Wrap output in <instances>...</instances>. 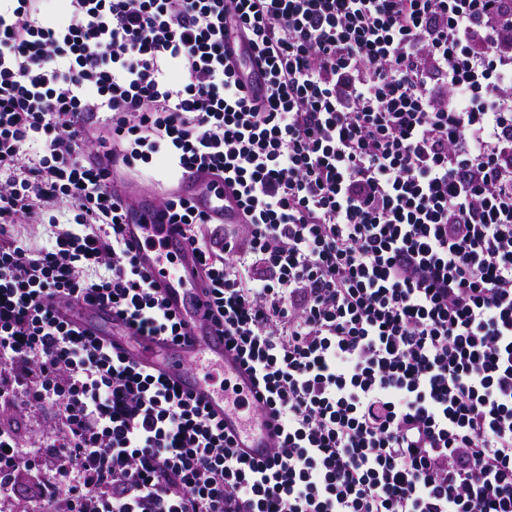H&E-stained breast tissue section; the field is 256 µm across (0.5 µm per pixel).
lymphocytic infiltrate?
<instances>
[{"instance_id":"lymphocytic-infiltrate-1","label":"lymphocytic infiltrate","mask_w":512,"mask_h":512,"mask_svg":"<svg viewBox=\"0 0 512 512\" xmlns=\"http://www.w3.org/2000/svg\"><path fill=\"white\" fill-rule=\"evenodd\" d=\"M156 160L238 201L156 210L279 424L266 461L54 313L184 336L125 238L117 178ZM4 408L56 428L0 423L11 512H512V0H0ZM56 310L61 318L76 322L82 329L93 330L110 343L112 340L121 345H123L122 342L124 343V338L120 335L113 336L116 330L130 332V329L108 307L86 309L74 302L60 301L56 304Z\"/></svg>"}]
</instances>
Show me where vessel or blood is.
<instances>
[{
  "mask_svg": "<svg viewBox=\"0 0 512 512\" xmlns=\"http://www.w3.org/2000/svg\"><path fill=\"white\" fill-rule=\"evenodd\" d=\"M184 188L198 197L215 219L229 224L236 221L238 207L233 195L209 193L205 176L187 180ZM126 237L136 248L139 266L153 273L170 310L184 323L189 334L188 339L175 343L142 342L133 353L134 359L146 366L160 364L171 384L192 394L211 414L223 420L225 433L236 440L248 458L265 460L278 440L274 423L260 413L245 419L238 412L225 411L223 393L216 391L192 368L198 359L208 358L223 366L225 381L238 387L244 398H252L255 392L236 353L225 346L223 336L208 327L203 319L195 276L198 260L192 246L168 224H131ZM56 310L61 318L93 330L107 340L124 327L121 319L107 307L86 309L61 301Z\"/></svg>",
  "mask_w": 512,
  "mask_h": 512,
  "instance_id": "vessel-or-blood-1",
  "label": "vessel or blood"
}]
</instances>
